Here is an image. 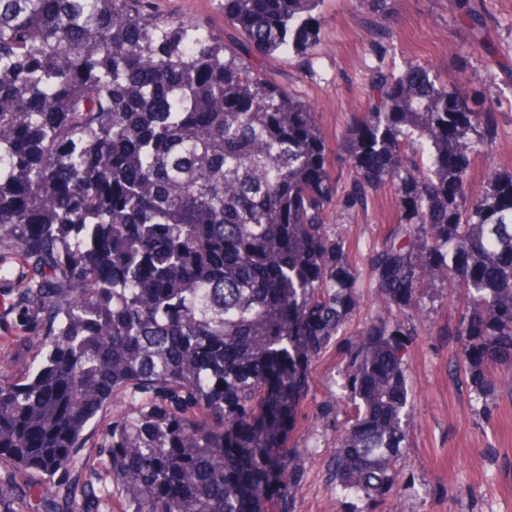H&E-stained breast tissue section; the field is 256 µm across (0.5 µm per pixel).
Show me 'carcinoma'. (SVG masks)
<instances>
[{
  "label": "carcinoma",
  "instance_id": "cac0c4a2",
  "mask_svg": "<svg viewBox=\"0 0 512 512\" xmlns=\"http://www.w3.org/2000/svg\"><path fill=\"white\" fill-rule=\"evenodd\" d=\"M151 0H0V471L37 475L0 512H260L302 466L274 454L338 343L347 408L327 461L336 491L387 500L409 424L401 350L375 315L354 331L358 276L331 206L395 195L368 258L389 308L424 279L463 292L460 359L483 404L512 380V168L471 183L497 138L482 98L409 62L378 66L340 144L315 108L194 20ZM321 0H224L255 55H304ZM396 0H354L371 50ZM485 40L490 14L456 0ZM31 345L19 364L11 346Z\"/></svg>",
  "mask_w": 512,
  "mask_h": 512
}]
</instances>
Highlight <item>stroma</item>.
Segmentation results:
<instances>
[{"instance_id":"1","label":"stroma","mask_w":512,"mask_h":512,"mask_svg":"<svg viewBox=\"0 0 512 512\" xmlns=\"http://www.w3.org/2000/svg\"><path fill=\"white\" fill-rule=\"evenodd\" d=\"M224 0H153L164 18L194 19L233 41L224 22ZM492 16L495 61L468 51L471 32L453 0H396L382 24L392 33L389 59L417 61L447 78L450 88L480 93L496 103L498 137L491 155L472 164L480 182L490 164L512 161V0H486ZM319 36L306 56L281 53L258 58L262 71L314 104L330 141H340L347 119L360 112L373 67L380 60L368 44L351 0H322ZM392 216V192L381 190L364 211H335L330 229L343 235L361 270V318L377 305L363 272L370 248ZM421 307L413 311L404 369L411 420L393 488L386 503L365 512H512V391L501 390L484 414L464 369L454 362V334L461 302L448 283L423 281ZM339 360L328 352L312 367L310 390L289 438L301 453L303 481L291 512H352L351 499L337 497L326 476L336 431L318 421L321 411L344 416Z\"/></svg>"}]
</instances>
